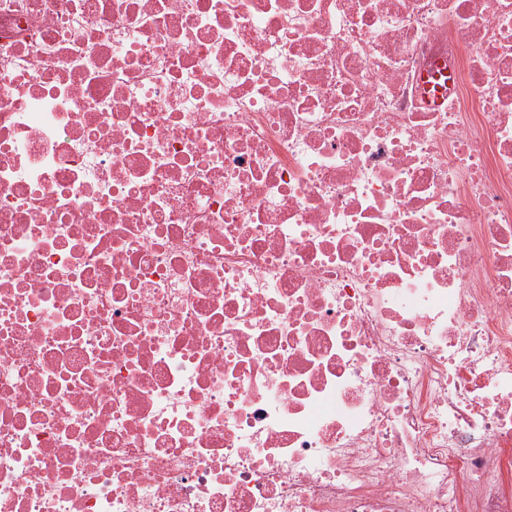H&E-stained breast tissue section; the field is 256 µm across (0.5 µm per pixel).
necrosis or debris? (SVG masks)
Masks as SVG:
<instances>
[{
  "label": "necrosis or debris",
  "mask_w": 512,
  "mask_h": 512,
  "mask_svg": "<svg viewBox=\"0 0 512 512\" xmlns=\"http://www.w3.org/2000/svg\"><path fill=\"white\" fill-rule=\"evenodd\" d=\"M0 512H512V0H0Z\"/></svg>",
  "instance_id": "1"
}]
</instances>
